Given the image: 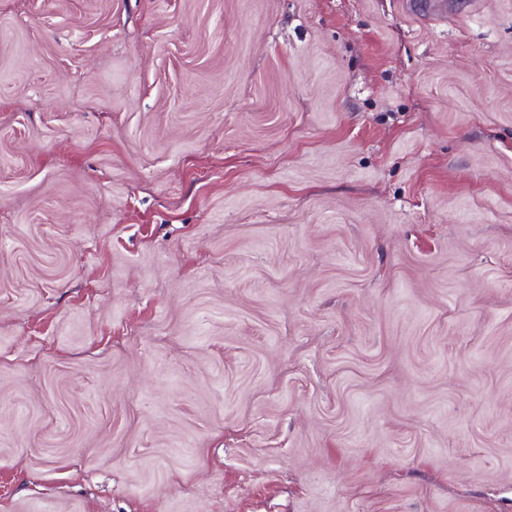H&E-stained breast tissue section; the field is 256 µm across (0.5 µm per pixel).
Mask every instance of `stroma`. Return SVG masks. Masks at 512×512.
I'll return each mask as SVG.
<instances>
[{
    "label": "stroma",
    "mask_w": 512,
    "mask_h": 512,
    "mask_svg": "<svg viewBox=\"0 0 512 512\" xmlns=\"http://www.w3.org/2000/svg\"><path fill=\"white\" fill-rule=\"evenodd\" d=\"M0 512H512V0H0Z\"/></svg>",
    "instance_id": "stroma-1"
}]
</instances>
